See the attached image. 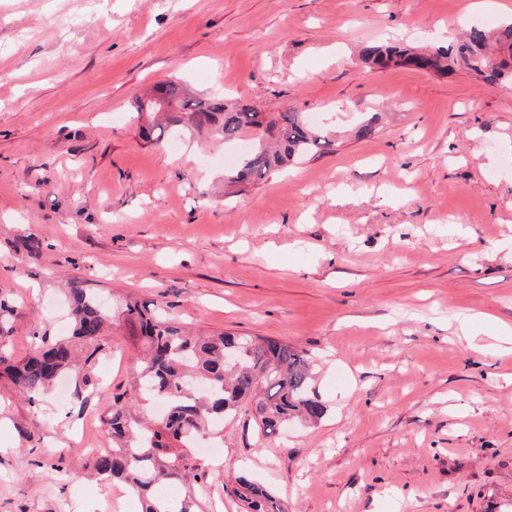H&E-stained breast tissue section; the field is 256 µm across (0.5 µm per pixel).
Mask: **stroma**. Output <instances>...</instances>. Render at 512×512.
Wrapping results in <instances>:
<instances>
[{
	"label": "stroma",
	"instance_id": "stroma-1",
	"mask_svg": "<svg viewBox=\"0 0 512 512\" xmlns=\"http://www.w3.org/2000/svg\"><path fill=\"white\" fill-rule=\"evenodd\" d=\"M512 18V0H0V335H71L78 287L198 333L288 342L327 407L259 439L225 419L196 512L239 467L286 512H512V84L358 57ZM185 82L316 116L332 151L228 184L235 149L153 144L134 103ZM380 113L375 134H355ZM468 317L469 333L458 320ZM67 401L0 374V512H141L87 475L142 343L104 330Z\"/></svg>",
	"mask_w": 512,
	"mask_h": 512
}]
</instances>
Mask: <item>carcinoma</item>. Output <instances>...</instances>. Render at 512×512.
I'll list each match as a JSON object with an SVG mask.
<instances>
[{
  "instance_id": "cac0c4a2",
  "label": "carcinoma",
  "mask_w": 512,
  "mask_h": 512,
  "mask_svg": "<svg viewBox=\"0 0 512 512\" xmlns=\"http://www.w3.org/2000/svg\"><path fill=\"white\" fill-rule=\"evenodd\" d=\"M360 56L372 68L401 65L439 74L465 68L496 86L512 82V22L494 30L473 26L450 45L423 53L393 43L367 45ZM150 95L146 102L136 100V118L169 115L166 125L151 120L141 127L145 137L158 143L206 133L232 145L250 130L261 133L262 141L225 172L229 182L260 179L335 146L302 112L268 115L221 94L194 97L174 81L155 86ZM70 302L73 338L84 349L87 366L102 349L100 336L112 323V312L84 288L72 289ZM117 317L138 326L143 353L136 361V384L112 396L107 420L112 450L93 456L89 468L102 482L123 483L141 499L142 512H194L193 498L167 501L158 498L155 489L187 476L196 482L206 480L207 472L186 449L224 417L244 409L252 414L260 435L270 438L297 418L315 422L325 415L326 406L313 387L309 356L286 342L227 332L195 336L136 301L125 303ZM34 338L39 352L18 363L0 340V366L32 404L41 401L56 378L75 367L72 342L37 333ZM151 398L163 401L166 412L147 425L133 416L131 408L134 401ZM235 482L231 494L245 512H284L282 504L247 473H240Z\"/></svg>"
}]
</instances>
